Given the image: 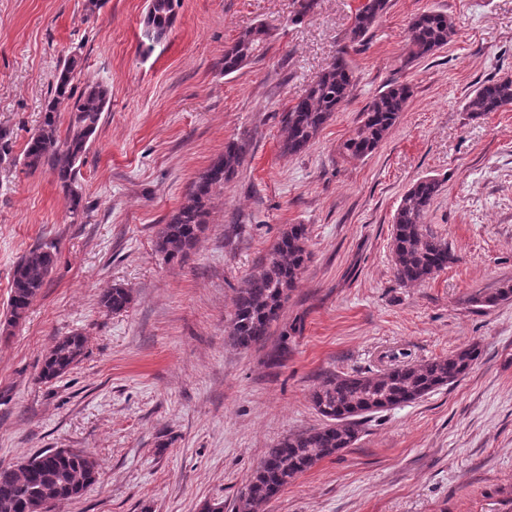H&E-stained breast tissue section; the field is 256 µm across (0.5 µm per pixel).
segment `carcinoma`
I'll list each match as a JSON object with an SVG mask.
<instances>
[{
  "instance_id": "cac0c4a2",
  "label": "carcinoma",
  "mask_w": 512,
  "mask_h": 512,
  "mask_svg": "<svg viewBox=\"0 0 512 512\" xmlns=\"http://www.w3.org/2000/svg\"><path fill=\"white\" fill-rule=\"evenodd\" d=\"M389 0H361L352 16L347 37L362 45L387 9ZM179 0H150L146 26L148 36L159 39L173 26ZM456 32L454 20L441 10L414 16L408 25L406 63L432 55L446 46ZM268 32L263 26L248 29L224 50V74H231L264 56ZM79 65L77 57L64 60L53 98L41 112L40 122L23 151V166L31 173L51 172L65 199L71 218L84 212L77 176L90 138L95 133L109 91L102 85L78 92L73 86ZM355 82L353 69L341 54L309 85L303 96L283 116L280 150L296 155L307 149L333 115L348 102ZM412 90L409 84L393 82L361 113L359 126L342 146L349 156L371 153L404 112ZM512 103V79L487 80L467 98L464 110L474 116L498 112ZM70 114L65 132H60V112ZM248 143L230 141L224 155L191 183L182 205L156 234V250L171 262L184 261L207 229L210 202L217 190L239 173ZM442 183L423 178L404 193L393 218L391 253L393 275L404 285L423 283L456 261L448 241L424 223V218ZM309 232L304 224H290L261 265L241 281L234 310L225 329L228 341L248 349L269 335L290 293L297 287L310 261ZM55 262L53 246L40 243L15 264L12 272L10 317L7 326L22 320L45 285ZM512 298V285L493 293L474 294L470 301L492 307ZM131 290L117 284L101 295V306L110 313L125 311ZM85 337L74 333L60 338L45 357L41 378L51 381L66 373L83 356ZM478 343H468L445 357L421 364L396 365L373 376L329 373L311 393L314 409L324 419L319 427L292 433L268 449L251 474L235 512H264L265 506L299 475L320 461L351 447L358 438L362 419L412 403L432 391L460 381L480 359ZM98 462L87 452L49 448L23 460V464L0 467V512H40L47 502L59 503L80 496L95 483Z\"/></svg>"
}]
</instances>
